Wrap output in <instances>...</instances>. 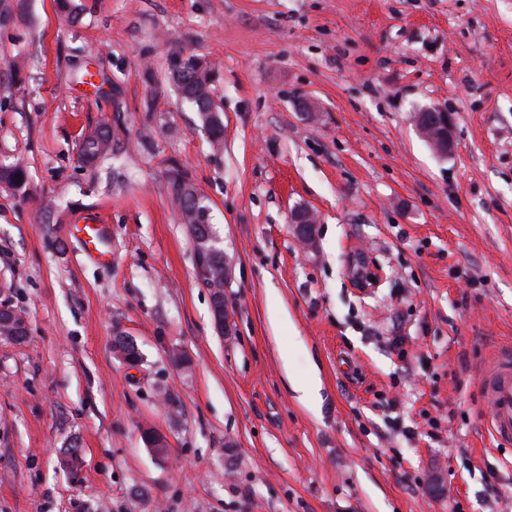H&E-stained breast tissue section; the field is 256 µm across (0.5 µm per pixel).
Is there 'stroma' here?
Here are the masks:
<instances>
[{"label": "stroma", "instance_id": "obj_1", "mask_svg": "<svg viewBox=\"0 0 512 512\" xmlns=\"http://www.w3.org/2000/svg\"><path fill=\"white\" fill-rule=\"evenodd\" d=\"M178 49L212 69L221 146L168 75ZM426 107L448 156L413 126ZM16 162L0 297L28 335L0 339V512H512L483 400L512 347V0H0ZM175 166L229 267L226 335ZM88 218L110 262L72 234ZM434 117L433 123L428 117ZM419 135L442 156L451 151V118L448 112L436 108H424L414 117ZM100 138L90 140L84 137L79 144L78 154L80 159L88 165L94 164L97 159L112 150V133L106 128L97 129ZM193 190L196 196L189 190ZM168 192L173 202L178 206L181 211L183 224H189L192 235L194 222V210H209L202 197L200 196L197 188L190 178L177 166L172 167L168 174ZM193 196V200L190 197ZM192 201V204H191Z\"/></svg>", "mask_w": 512, "mask_h": 512}]
</instances>
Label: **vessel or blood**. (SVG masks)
Wrapping results in <instances>:
<instances>
[{"instance_id":"b4317fda","label":"vessel or blood","mask_w":512,"mask_h":512,"mask_svg":"<svg viewBox=\"0 0 512 512\" xmlns=\"http://www.w3.org/2000/svg\"><path fill=\"white\" fill-rule=\"evenodd\" d=\"M484 402L491 416V432L502 440L512 439V354L497 355L484 380Z\"/></svg>"}]
</instances>
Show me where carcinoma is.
Masks as SVG:
<instances>
[{
  "label": "carcinoma",
  "instance_id": "obj_1",
  "mask_svg": "<svg viewBox=\"0 0 512 512\" xmlns=\"http://www.w3.org/2000/svg\"><path fill=\"white\" fill-rule=\"evenodd\" d=\"M168 68L181 98L195 108L207 132L216 137L215 145H220L224 138V122L222 117L213 114V77L210 69L200 57L182 50L170 55ZM98 132L100 138H84L79 144V157L88 165L94 164L97 159L112 150L111 131L102 127ZM23 175V167L16 164L0 166V183L14 189L20 190L25 186ZM194 190V183L179 167L174 166L170 169L168 192L181 211L184 223L189 225L194 222V210H209L201 196L193 195ZM197 276L215 288L224 287V251L217 250L205 268L197 270ZM115 349L127 362L141 359V354L134 344L123 337L116 339Z\"/></svg>",
  "mask_w": 512,
  "mask_h": 512
}]
</instances>
